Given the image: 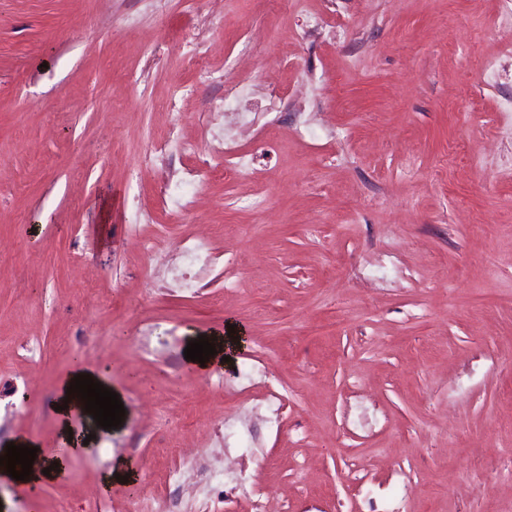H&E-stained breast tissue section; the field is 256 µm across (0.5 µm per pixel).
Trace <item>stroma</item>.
<instances>
[{"label":"stroma","mask_w":512,"mask_h":512,"mask_svg":"<svg viewBox=\"0 0 512 512\" xmlns=\"http://www.w3.org/2000/svg\"><path fill=\"white\" fill-rule=\"evenodd\" d=\"M505 11L0 0V445L94 435L37 496L0 479V512H125L147 483L148 512H253L241 473L282 512H512ZM228 81L282 103L251 138L224 116ZM220 133L255 154L252 179L199 172L189 147ZM190 170L202 198L174 224L157 185L187 192ZM196 224L228 233L186 292L181 258L147 271L142 244ZM229 322L242 349L197 371L188 342ZM77 363L118 394L117 428L50 409ZM230 408L254 443L227 474ZM121 463L133 483L111 480Z\"/></svg>","instance_id":"obj_1"}]
</instances>
